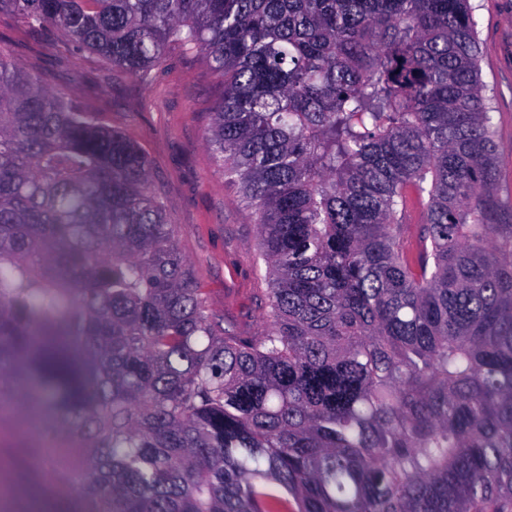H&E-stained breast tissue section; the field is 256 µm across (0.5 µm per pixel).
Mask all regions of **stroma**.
Listing matches in <instances>:
<instances>
[{
    "mask_svg": "<svg viewBox=\"0 0 512 512\" xmlns=\"http://www.w3.org/2000/svg\"><path fill=\"white\" fill-rule=\"evenodd\" d=\"M482 78L493 95L503 188L512 194V0H473ZM0 48L59 94H73L83 111L122 132L150 162L181 255L204 288L210 313L242 336L260 333L268 284L257 264V226L239 206L205 143L223 87L203 58L170 47L150 81L112 71L66 38L53 41L0 14ZM24 412L0 405V512H9L28 474L13 446L26 435Z\"/></svg>",
    "mask_w": 512,
    "mask_h": 512,
    "instance_id": "obj_1",
    "label": "stroma"
}]
</instances>
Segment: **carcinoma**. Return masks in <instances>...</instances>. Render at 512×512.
<instances>
[{
	"label": "carcinoma",
	"instance_id": "obj_1",
	"mask_svg": "<svg viewBox=\"0 0 512 512\" xmlns=\"http://www.w3.org/2000/svg\"><path fill=\"white\" fill-rule=\"evenodd\" d=\"M149 80L224 87L205 140L258 225L239 336L149 161L0 50V403L60 512H512V201L470 0H0ZM416 212L421 231L406 236Z\"/></svg>",
	"mask_w": 512,
	"mask_h": 512
}]
</instances>
